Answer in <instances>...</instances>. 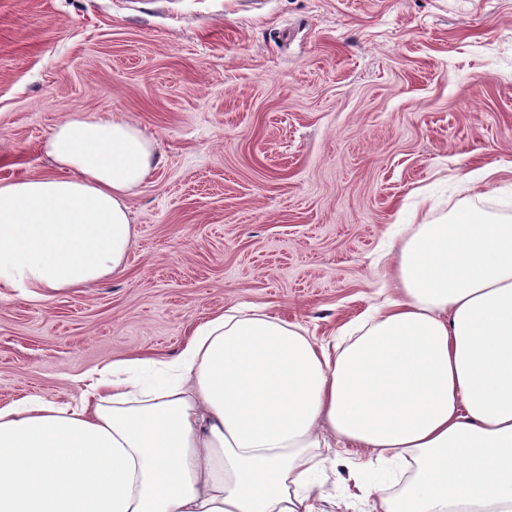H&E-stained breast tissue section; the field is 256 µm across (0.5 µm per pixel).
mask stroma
Returning a JSON list of instances; mask_svg holds the SVG:
<instances>
[{"mask_svg": "<svg viewBox=\"0 0 512 512\" xmlns=\"http://www.w3.org/2000/svg\"><path fill=\"white\" fill-rule=\"evenodd\" d=\"M75 113L137 126L157 164L122 273L0 296V407L174 358L233 307L331 344L410 225L512 221V0H0V180L54 172ZM323 456L316 512H364L354 449Z\"/></svg>", "mask_w": 512, "mask_h": 512, "instance_id": "obj_1", "label": "stroma"}]
</instances>
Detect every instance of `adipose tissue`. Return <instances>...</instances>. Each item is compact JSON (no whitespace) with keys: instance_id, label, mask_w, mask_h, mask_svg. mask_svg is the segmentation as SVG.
<instances>
[{"instance_id":"ef3b65f1","label":"adipose tissue","mask_w":512,"mask_h":512,"mask_svg":"<svg viewBox=\"0 0 512 512\" xmlns=\"http://www.w3.org/2000/svg\"><path fill=\"white\" fill-rule=\"evenodd\" d=\"M44 148L56 173L0 181V295L122 271L155 161L115 117L68 116ZM392 285L343 347L231 309L173 360L104 367L78 405L0 408V512H314L339 443L411 468L372 512H512V224L418 225Z\"/></svg>"}]
</instances>
